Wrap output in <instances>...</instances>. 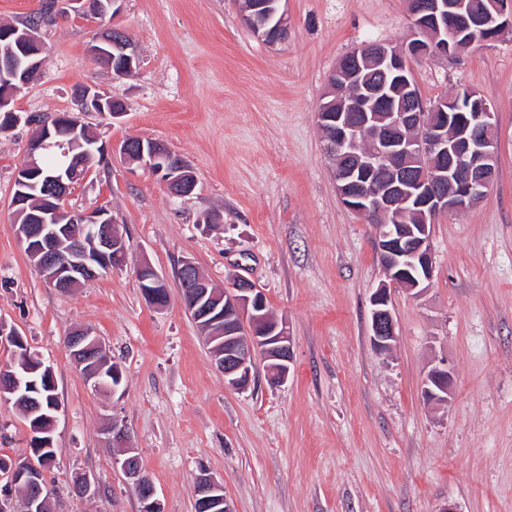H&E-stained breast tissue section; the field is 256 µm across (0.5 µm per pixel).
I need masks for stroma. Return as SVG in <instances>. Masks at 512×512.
<instances>
[{
  "mask_svg": "<svg viewBox=\"0 0 512 512\" xmlns=\"http://www.w3.org/2000/svg\"><path fill=\"white\" fill-rule=\"evenodd\" d=\"M286 42L271 46L241 20L240 0H121L99 20L73 12L41 24L52 52L17 93L19 122L0 133V326L17 331L54 373L61 410L44 476L59 512H139L103 432L128 430L164 512H195L203 472L233 512H512V31L448 56L414 61L424 102L464 88L492 104L500 135L495 182L433 227L429 288L392 292L398 338L371 343L370 297L386 275L375 229L345 207L317 113L330 73L366 42L410 33L408 0H287ZM139 51L115 77L89 49L104 26ZM90 86L119 98L121 120L84 115L104 149L63 203L96 206L120 224L128 262L63 293L30 263L11 201L39 119L76 108ZM130 137L166 144L198 176L193 195L119 154ZM191 259L217 286L252 280L288 325V380L257 364L247 391L227 387L185 310L177 271ZM165 278L166 307L148 304L137 268ZM90 329L120 366L114 394L91 390L65 344ZM453 385L424 395L432 367ZM28 424L0 401V459L30 453ZM90 472L96 492L76 496Z\"/></svg>",
  "mask_w": 512,
  "mask_h": 512,
  "instance_id": "stroma-1",
  "label": "stroma"
}]
</instances>
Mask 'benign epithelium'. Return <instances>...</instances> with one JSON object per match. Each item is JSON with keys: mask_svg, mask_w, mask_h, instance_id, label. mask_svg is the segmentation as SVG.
I'll return each instance as SVG.
<instances>
[{"mask_svg": "<svg viewBox=\"0 0 512 512\" xmlns=\"http://www.w3.org/2000/svg\"><path fill=\"white\" fill-rule=\"evenodd\" d=\"M282 0H249L242 19L251 32L269 45L288 39L290 21L281 9ZM411 39L400 47L372 43L339 60L328 78L327 95L333 100L317 113L325 150L332 161L336 192L342 203L364 215L378 229L377 249L388 282L370 300L371 341L384 352L397 339L391 310V289L424 291L433 276L432 232L435 218L449 211H465L487 195L496 178L498 135L490 104L475 90L465 89L450 98L425 106L411 70V62L430 54L448 55L468 44L465 35L485 33L494 37L512 29V0H487L478 11L466 8L465 0H409ZM7 49L0 52V116L5 133L19 120L14 92L36 78L46 66L50 48L38 29L8 30L3 35ZM115 50L113 71L118 77L131 74L139 64L134 43L120 28L107 29L92 48L100 58ZM383 74L379 84L363 78L364 69ZM110 96L85 88L76 113L54 117L46 129L28 144L24 176L37 177L42 151L54 141L63 153L83 145V112L124 115L119 105H106ZM120 154L161 177L171 195L183 197L195 188L197 177L191 166L165 144L140 141L138 150L123 143ZM87 174L84 164L70 163L66 174L41 186L38 208L18 233L31 260L45 273L49 283L67 291L81 282L98 278L103 271L125 265L128 245L120 225L108 210L92 208L64 214L60 202ZM396 212L400 220L388 223ZM420 218L417 226L410 217ZM140 293L156 308L169 300L165 278L148 262L137 270ZM185 308L198 313L199 329L212 345V357L224 374L226 386L245 391L255 370V355L267 362L272 383L288 378L292 343L286 322L268 313L265 294L249 279L230 276L228 286L215 287L190 260L178 270ZM70 356L94 390L104 386V369L111 353L98 336L78 329L66 340ZM30 373L29 363L54 383L50 368L25 352L15 357ZM450 371L433 368L427 375L424 394L430 401L447 400ZM0 398L26 407L32 433L46 435L42 447L52 446L50 436L60 405L44 407L39 399L23 391L15 373L0 375ZM108 433L112 447L124 449L114 458L136 493L141 512H164L155 487L139 456L130 445L125 426L112 422ZM11 486H33L36 495L21 500L5 497L0 512H52L43 496L40 468L14 464L7 471ZM207 512H233L224 496L223 483L206 472L193 486Z\"/></svg>", "mask_w": 512, "mask_h": 512, "instance_id": "obj_1", "label": "benign epithelium"}]
</instances>
